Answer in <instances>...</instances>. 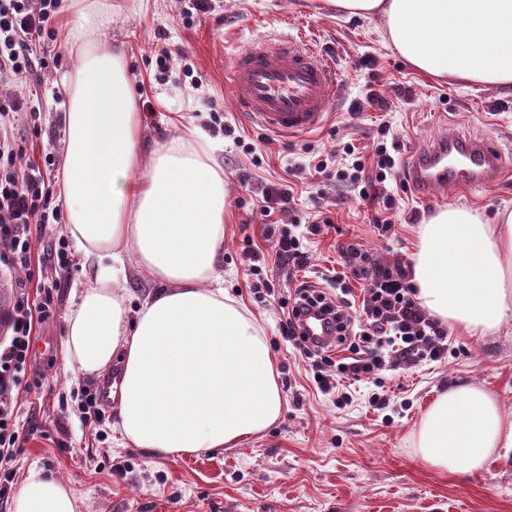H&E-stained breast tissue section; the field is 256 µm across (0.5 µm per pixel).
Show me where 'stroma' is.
<instances>
[{
    "label": "stroma",
    "instance_id": "35a3bbf8",
    "mask_svg": "<svg viewBox=\"0 0 512 512\" xmlns=\"http://www.w3.org/2000/svg\"><path fill=\"white\" fill-rule=\"evenodd\" d=\"M103 33L123 47L137 84L143 161L155 144L197 126L216 139L230 212L224 235V292L262 326L275 358L284 408L264 432L235 446L159 459L113 439L116 410L104 408L99 426L84 423L95 378H73L66 368L65 319L77 289L92 279L71 252L68 268L50 256L66 237L67 216L32 227L29 266L0 273V297L12 300L21 283L33 294L51 289L53 313L35 324L27 383L14 393L25 435L14 449V491L31 467L68 482L79 512H512V457L494 458L480 470L449 473L425 464L414 442L424 413L448 384L480 385L512 414V319L493 336L449 332L438 362L398 364L377 379L347 387L346 402L314 386L309 363L282 336V297L290 283L273 246V232L308 224L318 212L329 223L310 236L311 283L341 272L337 247L363 244L380 261H412L420 228L448 206L479 212L495 222L512 210V172L487 188L449 190L431 202L387 180L396 199L394 233L380 236L374 209L361 205L347 181L316 183L318 161L329 170L349 167L347 144L371 155L385 142L397 162L448 129L483 136L512 155V92L411 66L383 38L380 18L345 17L322 0H208L206 11L190 0H119ZM292 35L313 44L333 62L340 92L316 131L281 137L237 111L224 67L253 41ZM79 51L62 37L34 46L35 67L23 81L0 84V102H26L11 123L25 161L53 157V177L63 175L59 113L67 100L63 75ZM290 186L294 202L262 224L259 210L268 184ZM261 252L268 293H254L243 252ZM386 400L374 408L372 394Z\"/></svg>",
    "mask_w": 512,
    "mask_h": 512
}]
</instances>
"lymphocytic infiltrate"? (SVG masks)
I'll use <instances>...</instances> for the list:
<instances>
[{"mask_svg":"<svg viewBox=\"0 0 512 512\" xmlns=\"http://www.w3.org/2000/svg\"><path fill=\"white\" fill-rule=\"evenodd\" d=\"M61 2L0 0V80L16 81L30 71L32 46L52 37ZM9 112V106L0 107V265L7 268L27 261L32 225L48 223L54 212L53 181L40 168L24 163L9 126ZM320 230L316 221L297 235L282 232L275 242L279 260L292 271H302L310 260L305 241ZM339 252L352 276L363 282L359 304L344 297L334 301L322 293L310 298L304 284L283 301L286 315L281 334L311 360L316 388L328 394L338 378L359 381L400 361L441 360L447 331L419 304L410 265L399 259L376 260L355 241L342 245ZM313 301L332 314L338 341L348 347L349 357L337 362L331 350L304 344L299 315ZM51 306V301L35 303L25 291H17L8 316L9 334L0 341V498L11 491L12 472L7 464L21 439L12 393L30 364L33 321L48 318Z\"/></svg>","mask_w":512,"mask_h":512,"instance_id":"1","label":"lymphocytic infiltrate"}]
</instances>
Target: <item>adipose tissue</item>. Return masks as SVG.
Wrapping results in <instances>:
<instances>
[{"instance_id": "obj_1", "label": "adipose tissue", "mask_w": 512, "mask_h": 512, "mask_svg": "<svg viewBox=\"0 0 512 512\" xmlns=\"http://www.w3.org/2000/svg\"><path fill=\"white\" fill-rule=\"evenodd\" d=\"M347 16H378L422 72L512 90V0H328ZM116 6L79 0L62 27L84 51L61 115L66 230L94 276L66 317L68 368L118 371L112 425L121 446L156 458L231 446L277 421L283 401L258 322L224 293L218 269L227 211L218 144L201 129L158 147L141 166L142 135L122 54L99 35ZM160 283L137 311L123 272ZM416 297L467 333L512 316V212L483 223L448 207L425 224L412 265ZM415 448L430 466L475 471L512 454V415L485 388L457 381L426 413ZM12 512H78L61 480L31 468Z\"/></svg>"}]
</instances>
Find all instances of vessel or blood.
<instances>
[{
  "label": "vessel or blood",
  "instance_id": "vessel-or-blood-1",
  "mask_svg": "<svg viewBox=\"0 0 512 512\" xmlns=\"http://www.w3.org/2000/svg\"><path fill=\"white\" fill-rule=\"evenodd\" d=\"M224 78L237 110L278 135L320 127L337 91L332 66L311 44L293 36L252 43L233 58ZM509 170L512 157L488 139L451 132L415 147L403 165L402 179L423 198L435 201L451 187L497 183ZM301 325L308 344L335 345V329L317 309L302 313Z\"/></svg>",
  "mask_w": 512,
  "mask_h": 512
}]
</instances>
